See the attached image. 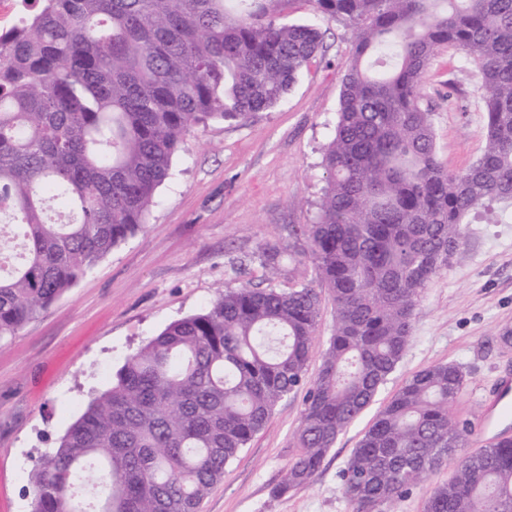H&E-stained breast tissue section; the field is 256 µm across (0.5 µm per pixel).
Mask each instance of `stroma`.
Here are the masks:
<instances>
[{"label": "stroma", "mask_w": 512, "mask_h": 512, "mask_svg": "<svg viewBox=\"0 0 512 512\" xmlns=\"http://www.w3.org/2000/svg\"><path fill=\"white\" fill-rule=\"evenodd\" d=\"M325 48L285 100L244 123H213L173 158L148 224L115 248L50 308L0 343V512H31L29 473L56 448L89 400L109 389L127 356L172 321L196 314L226 288H286L309 265L282 261L273 282L253 255L260 246L303 254L296 230L313 223L327 185L321 165L339 108L350 28L331 24ZM480 75L443 48L421 85L438 160L467 169L482 153L487 119ZM466 245L435 277L414 311L404 356L372 404L336 440L312 485L273 490L295 454L301 398H287L224 469L201 512H352L341 471L378 409L416 372L453 362L466 375L451 407L477 410L512 374V223L466 225Z\"/></svg>", "instance_id": "obj_1"}]
</instances>
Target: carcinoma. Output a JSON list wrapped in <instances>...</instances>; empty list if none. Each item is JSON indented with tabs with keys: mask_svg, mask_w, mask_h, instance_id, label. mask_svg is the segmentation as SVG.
<instances>
[{
	"mask_svg": "<svg viewBox=\"0 0 512 512\" xmlns=\"http://www.w3.org/2000/svg\"><path fill=\"white\" fill-rule=\"evenodd\" d=\"M0 32V342L147 223L195 131L275 107L323 49L288 24L295 0H25ZM355 31L315 222L303 228L335 318L317 377L310 282L227 288L130 354L32 469V512H199L286 397L303 393L296 454L273 494L310 484L400 363L414 311L465 244L472 213L512 223V0H313ZM456 47L482 76L487 144L468 169L436 158L420 86ZM257 258L275 276L281 253ZM456 363L425 368L378 411L342 470L353 512H378L443 460L424 512H512V441L462 452Z\"/></svg>",
	"mask_w": 512,
	"mask_h": 512,
	"instance_id": "obj_1",
	"label": "carcinoma"
}]
</instances>
